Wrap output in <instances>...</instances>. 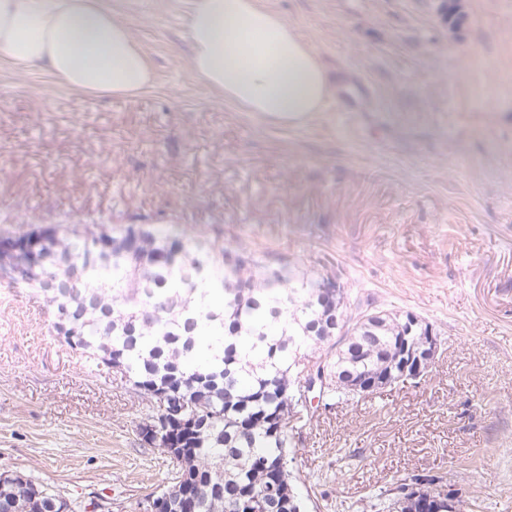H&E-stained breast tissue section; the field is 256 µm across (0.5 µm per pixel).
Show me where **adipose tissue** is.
Returning <instances> with one entry per match:
<instances>
[{
  "label": "adipose tissue",
  "mask_w": 512,
  "mask_h": 512,
  "mask_svg": "<svg viewBox=\"0 0 512 512\" xmlns=\"http://www.w3.org/2000/svg\"><path fill=\"white\" fill-rule=\"evenodd\" d=\"M185 39L200 82L241 111L296 126L327 105L332 86L320 57L261 0H195ZM0 57L90 97L131 98L154 82L128 24L98 0H0Z\"/></svg>",
  "instance_id": "adipose-tissue-1"
}]
</instances>
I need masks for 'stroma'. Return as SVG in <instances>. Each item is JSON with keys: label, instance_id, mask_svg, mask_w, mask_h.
<instances>
[{"label": "stroma", "instance_id": "stroma-1", "mask_svg": "<svg viewBox=\"0 0 512 512\" xmlns=\"http://www.w3.org/2000/svg\"><path fill=\"white\" fill-rule=\"evenodd\" d=\"M156 81L88 97L0 59V237L153 224L191 247L239 244L340 276L351 302L431 322L426 378L317 408L290 468L305 512H377L406 475H446L464 512H512V0H263L334 81L300 127L195 78L193 0H101ZM143 408L89 370L42 303L0 283V471L132 512L168 482L140 450Z\"/></svg>", "mask_w": 512, "mask_h": 512}]
</instances>
